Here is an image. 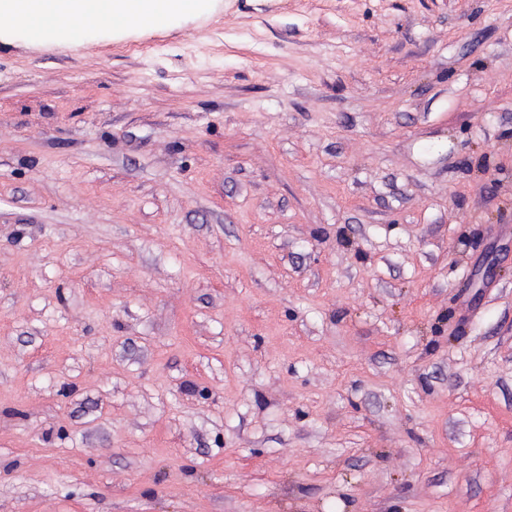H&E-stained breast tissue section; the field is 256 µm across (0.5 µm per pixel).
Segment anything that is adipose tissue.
Returning a JSON list of instances; mask_svg holds the SVG:
<instances>
[{
	"mask_svg": "<svg viewBox=\"0 0 512 512\" xmlns=\"http://www.w3.org/2000/svg\"><path fill=\"white\" fill-rule=\"evenodd\" d=\"M211 0H0V30L36 44L59 43L107 26L147 30L206 12Z\"/></svg>",
	"mask_w": 512,
	"mask_h": 512,
	"instance_id": "ef3b65f1",
	"label": "adipose tissue"
}]
</instances>
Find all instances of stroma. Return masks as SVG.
Masks as SVG:
<instances>
[{
	"instance_id": "obj_1",
	"label": "stroma",
	"mask_w": 512,
	"mask_h": 512,
	"mask_svg": "<svg viewBox=\"0 0 512 512\" xmlns=\"http://www.w3.org/2000/svg\"><path fill=\"white\" fill-rule=\"evenodd\" d=\"M512 0H215L0 37V512H512Z\"/></svg>"
}]
</instances>
